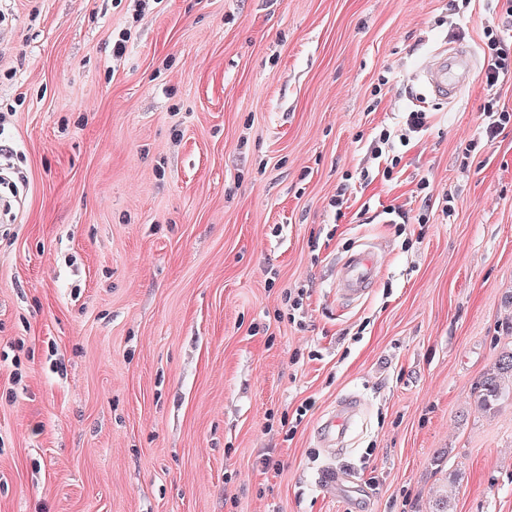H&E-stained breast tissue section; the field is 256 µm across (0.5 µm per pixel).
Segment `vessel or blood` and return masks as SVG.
I'll return each mask as SVG.
<instances>
[{
    "label": "vessel or blood",
    "instance_id": "vessel-or-blood-1",
    "mask_svg": "<svg viewBox=\"0 0 512 512\" xmlns=\"http://www.w3.org/2000/svg\"><path fill=\"white\" fill-rule=\"evenodd\" d=\"M475 68L472 53L461 47H445L434 53L416 74L418 81L439 100H454L466 86ZM380 271L378 256L373 247L365 246L352 251L338 266L336 294L345 302L361 301ZM359 416V402L347 397L337 402L318 429L322 448L327 455L338 453L347 430Z\"/></svg>",
    "mask_w": 512,
    "mask_h": 512
}]
</instances>
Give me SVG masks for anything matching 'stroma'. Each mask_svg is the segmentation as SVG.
Instances as JSON below:
<instances>
[{
  "mask_svg": "<svg viewBox=\"0 0 512 512\" xmlns=\"http://www.w3.org/2000/svg\"><path fill=\"white\" fill-rule=\"evenodd\" d=\"M505 20L0 0V512H512V397L489 417L473 395L512 347V126L483 145L481 71L451 102L414 80ZM367 242L378 278L343 302ZM349 396L363 426L330 461L317 427ZM330 463L362 494H328ZM379 271L378 255L372 246L352 251L337 266L336 295L347 303L361 301Z\"/></svg>",
  "mask_w": 512,
  "mask_h": 512,
  "instance_id": "stroma-1",
  "label": "stroma"
}]
</instances>
